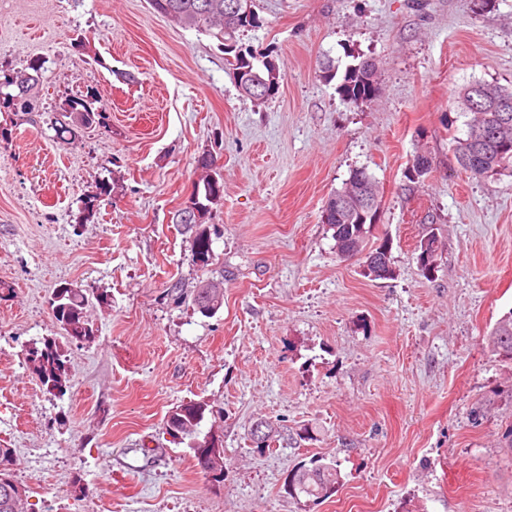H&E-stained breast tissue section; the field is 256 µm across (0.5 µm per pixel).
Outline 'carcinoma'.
I'll return each mask as SVG.
<instances>
[{
	"label": "carcinoma",
	"mask_w": 512,
	"mask_h": 512,
	"mask_svg": "<svg viewBox=\"0 0 512 512\" xmlns=\"http://www.w3.org/2000/svg\"><path fill=\"white\" fill-rule=\"evenodd\" d=\"M149 5L158 14L172 19V21L189 29H195L205 33L225 46L224 53L231 56L227 60L230 69H250L261 78H270L276 66L270 61L259 60L261 54L250 47L238 45L237 38L243 28L224 16V0H149ZM261 64H256V61ZM322 78L328 82L338 78L337 90L344 100L359 104L373 101L380 92L379 78L376 67L369 61H362L357 65H349L344 71H339L335 61L327 58L320 63ZM505 97L512 99V87H502L485 82H473L462 88L455 98L458 109L462 115L469 117L466 121V133L463 137H453V151L456 161L461 169L478 176L498 175L505 170L512 171V122L508 125L506 140L493 138L488 134L474 136V133L488 125L486 117L498 112L499 101ZM68 103L85 111L84 118L79 122V128L91 129L107 127L109 115L106 107L101 105L92 107V103L83 98H70ZM374 180V177L364 168L350 171L349 177L343 183L341 189L333 193L338 196L342 193L349 194L354 190L355 180L359 178ZM203 185L195 187V193L199 202L204 205L212 204L208 194L216 192V188H224L222 177L212 180L210 177L202 179ZM115 193V184L106 181L98 186L96 194L85 201L84 210L87 215L94 214L95 202L105 196L112 198ZM378 204H373V209L360 216L359 211L350 208L340 212L336 208L325 205L322 211V223L332 230L336 256L347 260L343 256L345 252L364 254L362 266H366L369 272L366 276L375 279H388L392 274L391 256L386 254L388 245L377 246L369 252H364L363 246L372 236L377 219ZM182 210H177L173 221L182 225L183 229L190 232L191 250L200 260V264L206 266L213 259V240L204 230V225L186 224L182 218ZM87 299L76 288H57L53 292L52 311L53 316L68 336L77 341H90L95 337L93 324L89 321L85 312ZM497 338L501 346L493 349L496 354L506 351L505 357L512 360V312L506 313L500 318L492 331L489 339ZM28 361L40 383L46 390L63 391L66 365L61 355L53 349L52 344L45 345L42 350H32ZM211 412L209 404L204 401L183 402L173 407L165 420V427L172 428L181 439L193 440L200 433L206 414ZM10 478L7 483L0 482V512H19L17 494L22 487L13 480L12 472H6ZM339 471L333 462L324 464L323 471H317V467H299L297 479L288 484V494L294 498L303 494L307 497L321 499L332 494L339 481Z\"/></svg>",
	"instance_id": "obj_1"
}]
</instances>
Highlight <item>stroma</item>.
Returning <instances> with one entry per match:
<instances>
[{
	"label": "stroma",
	"mask_w": 512,
	"mask_h": 512,
	"mask_svg": "<svg viewBox=\"0 0 512 512\" xmlns=\"http://www.w3.org/2000/svg\"><path fill=\"white\" fill-rule=\"evenodd\" d=\"M239 36L277 65L264 105L242 97L216 40L147 0H0V74L39 65L31 120L0 139V448L14 451L26 512H512V361L487 336L512 310V174L475 177L444 116L480 80L512 86V0H256ZM373 60L382 94L352 104L319 64ZM108 128L59 146L70 97ZM220 152L214 259L193 260L172 221ZM435 166L413 182L417 150ZM381 189L367 243L392 278L340 260L321 221L351 170ZM123 190L86 198L99 183ZM434 228L435 268L415 248ZM224 284L210 317L196 289ZM89 299L96 329L56 323L54 288ZM52 343L68 381L47 393L25 363ZM211 405L224 446L215 483L164 428ZM299 435L261 449L249 428ZM335 461L326 500L291 498L290 473Z\"/></svg>",
	"instance_id": "obj_1"
}]
</instances>
